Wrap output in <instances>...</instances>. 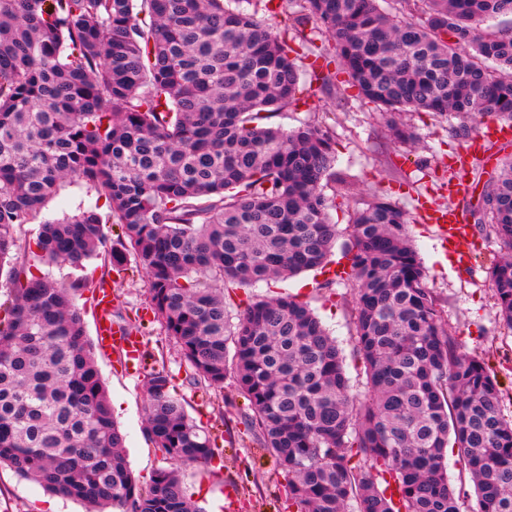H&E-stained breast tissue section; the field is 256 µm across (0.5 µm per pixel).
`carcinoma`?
Masks as SVG:
<instances>
[{
  "instance_id": "cac0c4a2",
  "label": "carcinoma",
  "mask_w": 512,
  "mask_h": 512,
  "mask_svg": "<svg viewBox=\"0 0 512 512\" xmlns=\"http://www.w3.org/2000/svg\"><path fill=\"white\" fill-rule=\"evenodd\" d=\"M400 2L396 16L378 0H295L290 20L327 34L348 87L387 114L512 120V32L483 27L512 15V0ZM305 49L303 81L294 56ZM331 64L226 0H0V271L9 265L13 285L0 303V465L91 512H196L178 466L218 452L173 376L147 380L145 433L168 466L142 487L76 304L90 281L37 267L83 269L103 250L146 271L153 318L194 384L224 387L233 344L246 426L277 459L292 512H461L450 441L475 512H512V419L483 363L441 328L401 209L378 199L357 210L337 262L355 292L365 404L306 303L224 295L327 270L335 141L267 121L332 84ZM72 181L98 202L38 224L12 257L17 227ZM484 193L501 244L490 280L512 327V161ZM107 224L121 228L111 244ZM445 465L448 472V483L455 487L460 495L461 512H470L476 507V497L469 474L459 460L457 448H447Z\"/></svg>"
}]
</instances>
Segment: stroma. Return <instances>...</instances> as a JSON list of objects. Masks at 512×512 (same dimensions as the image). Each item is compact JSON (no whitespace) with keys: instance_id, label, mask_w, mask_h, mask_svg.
I'll return each instance as SVG.
<instances>
[{"instance_id":"stroma-1","label":"stroma","mask_w":512,"mask_h":512,"mask_svg":"<svg viewBox=\"0 0 512 512\" xmlns=\"http://www.w3.org/2000/svg\"><path fill=\"white\" fill-rule=\"evenodd\" d=\"M404 123L414 127L413 143L396 140L388 118L354 91L317 93L300 107H288L271 119L272 125L293 130L306 124L326 126L336 143V180L325 183L333 199L330 211L339 236L335 254H342L350 239V224L356 210L373 199L385 197L409 217L407 232L427 271L426 286L437 301L443 328L462 352L482 357L495 377L504 400L512 401V329L500 319L492 297L489 267L498 259L500 246L491 227L470 223L469 235L458 252L469 255V264L458 263L456 254L442 244L434 224L428 222L422 202L453 207L472 213L482 192L502 162L512 159L511 145H494L487 157L475 160L468 170L467 185L449 194L453 161L478 129L477 124L455 114L431 115L409 112ZM94 189L75 182L64 185L47 205L43 215L60 219L95 202ZM85 273L105 279L112 290V311L117 323L140 332L143 352L139 362L121 367L114 358L98 355L97 367L108 396L121 400L113 418L126 437L130 469L140 483L165 467L143 431L144 388L149 374L170 371L188 416L208 430L222 459L202 467L182 466L188 494L199 512H288L282 491V472L275 457L252 444L244 425L248 402L233 379L221 389L201 393L186 379L190 369L177 346L144 311L148 277L128 258L119 270L103 259L88 263ZM233 299H270L293 295L307 302L333 336L346 357L351 392L358 400L369 396L360 363L354 356V292L346 283H328L326 274L306 272L296 277L258 283L251 288H233ZM45 495L37 484L18 478L0 467V512H37Z\"/></svg>"}]
</instances>
